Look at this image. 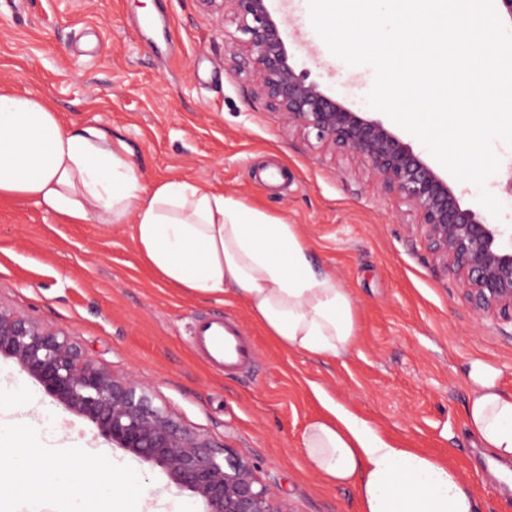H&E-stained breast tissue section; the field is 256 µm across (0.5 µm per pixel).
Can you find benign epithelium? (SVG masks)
Here are the masks:
<instances>
[{"mask_svg":"<svg viewBox=\"0 0 512 512\" xmlns=\"http://www.w3.org/2000/svg\"><path fill=\"white\" fill-rule=\"evenodd\" d=\"M268 0H224L243 35L233 53L255 94L304 138L351 155L372 185L406 202L434 263L454 274L473 313L512 323V225L464 208L452 185L382 123L328 96L290 62ZM14 360L65 410L139 461L161 468L203 512H280L248 455L222 449L157 406L130 377L89 359L69 334L0 306V357Z\"/></svg>","mask_w":512,"mask_h":512,"instance_id":"7a95c632","label":"benign epithelium"}]
</instances>
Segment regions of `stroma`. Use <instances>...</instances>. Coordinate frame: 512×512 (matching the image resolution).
<instances>
[{
	"mask_svg": "<svg viewBox=\"0 0 512 512\" xmlns=\"http://www.w3.org/2000/svg\"><path fill=\"white\" fill-rule=\"evenodd\" d=\"M268 6L297 69L429 158L417 137L368 105L374 70L314 40L302 0ZM236 28L203 0H0V89L41 94L69 127L106 133L144 188L198 181L297 225L315 262L355 300L352 350L328 361L283 350L235 296L193 297L160 281L130 225L70 224L33 199H0V304L67 332L114 375L134 376L186 428L246 452L281 512H356L353 491L327 486L301 457L302 431L328 398L406 447L447 456L479 512H512L505 479L492 476L465 425L470 362L495 369L512 393V324L476 318L455 278L434 265L406 203L373 186L351 156L288 130L253 96L233 69ZM493 149L500 167L487 188L504 206L501 223L512 225V147ZM204 316L238 323L255 350L250 368L217 369L195 349L192 325ZM1 389L16 399L0 405V422L49 462L108 457L143 482L140 512L178 504L203 512L160 468L112 447L4 357ZM53 415L60 426L42 428ZM89 492L77 477L31 500L13 482L0 490V512H60L67 497Z\"/></svg>",
	"mask_w": 512,
	"mask_h": 512,
	"instance_id": "stroma-1",
	"label": "stroma"
}]
</instances>
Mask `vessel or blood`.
<instances>
[{
    "label": "vessel or blood",
    "mask_w": 512,
    "mask_h": 512,
    "mask_svg": "<svg viewBox=\"0 0 512 512\" xmlns=\"http://www.w3.org/2000/svg\"><path fill=\"white\" fill-rule=\"evenodd\" d=\"M192 334L196 349L217 368L234 370L253 359L252 344L232 320L197 321L192 327Z\"/></svg>",
    "instance_id": "1"
}]
</instances>
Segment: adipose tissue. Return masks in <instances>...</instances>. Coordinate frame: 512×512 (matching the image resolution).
<instances>
[{
    "mask_svg": "<svg viewBox=\"0 0 512 512\" xmlns=\"http://www.w3.org/2000/svg\"><path fill=\"white\" fill-rule=\"evenodd\" d=\"M29 197L69 223H131L142 260L160 280L201 297L230 293L286 350L318 359L350 351L356 307L330 271L316 266L297 225L231 194L172 179L145 191L127 158L94 127L66 128L50 103L0 89V198ZM467 423L500 468L512 463V393L493 369L472 362ZM308 469L352 487L357 512H478L460 471L447 458L406 448L340 403L328 405L301 435ZM106 460L73 455L48 465L0 427V483L23 477L28 498L79 473L112 512H134L143 491L133 473L105 477Z\"/></svg>",
    "mask_w": 512,
    "mask_h": 512,
    "instance_id": "obj_1",
    "label": "adipose tissue"
}]
</instances>
